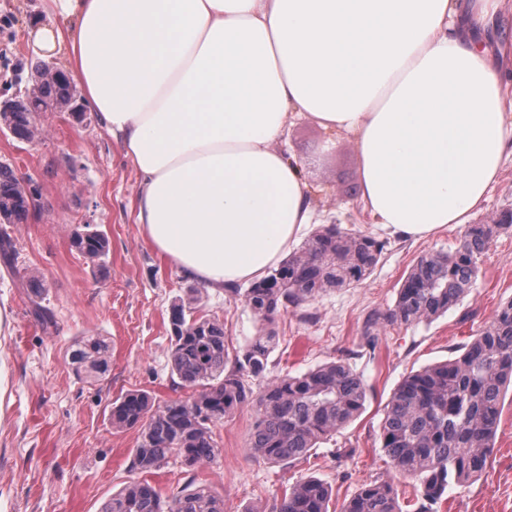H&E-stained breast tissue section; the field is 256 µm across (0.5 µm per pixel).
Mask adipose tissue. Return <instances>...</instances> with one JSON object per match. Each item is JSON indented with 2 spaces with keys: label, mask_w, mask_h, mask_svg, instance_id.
<instances>
[{
  "label": "adipose tissue",
  "mask_w": 512,
  "mask_h": 512,
  "mask_svg": "<svg viewBox=\"0 0 512 512\" xmlns=\"http://www.w3.org/2000/svg\"><path fill=\"white\" fill-rule=\"evenodd\" d=\"M35 40L140 175L145 240L203 287L262 279L312 220L295 117L349 136L374 224H468L512 149L501 0H44Z\"/></svg>",
  "instance_id": "1"
}]
</instances>
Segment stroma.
Here are the masks:
<instances>
[{
    "instance_id": "stroma-1",
    "label": "stroma",
    "mask_w": 512,
    "mask_h": 512,
    "mask_svg": "<svg viewBox=\"0 0 512 512\" xmlns=\"http://www.w3.org/2000/svg\"><path fill=\"white\" fill-rule=\"evenodd\" d=\"M53 24L41 0H0V100L18 90L16 63L40 59L33 29ZM77 108V119L68 112L40 113L31 142L0 128V164L29 184L37 204L27 220L6 227L17 249L16 271L0 266L6 330L0 345L7 354L0 369V512H101L130 479L138 441L137 431L112 427L113 401L132 390L147 391L159 402L190 395L171 375L169 318L174 301L194 282L144 240L135 222L141 192L136 170L123 161L119 143L96 112L82 102ZM280 149L301 163L312 193L316 221L302 231V239L312 237L319 224H337L383 240L386 247L357 287L279 310L273 321L278 345L268 369L274 376L296 375L345 359L372 390L367 408L335 442L290 465L252 457L255 414L244 408L216 424L221 454L213 465L191 474L173 462L150 480L166 496L190 481L204 483L223 496L224 512H266L290 485L309 476L331 487L329 512H340L363 483L389 480L403 512H413L417 482L400 475L381 446L383 407L404 377L450 357L512 297V231L501 234L482 257L476 286L459 306L429 322L385 324L375 356L365 355V315L387 313L419 257L454 249L465 229L451 224L424 238L386 235L356 195L360 170L354 142L329 136L309 119L290 125ZM510 210L511 153L473 221L492 224ZM89 227L110 243L99 266L73 245ZM31 277L44 284L42 303L54 315L53 327L34 318L31 295L17 285ZM201 304L223 323L229 349H242L257 336L259 324L243 294L205 288ZM85 336L110 344L109 371L96 380L78 375L69 362L72 346ZM441 512H512L511 404L504 407L485 472L454 487Z\"/></svg>"
}]
</instances>
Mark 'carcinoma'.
Here are the masks:
<instances>
[{"instance_id":"obj_1","label":"carcinoma","mask_w":512,"mask_h":512,"mask_svg":"<svg viewBox=\"0 0 512 512\" xmlns=\"http://www.w3.org/2000/svg\"><path fill=\"white\" fill-rule=\"evenodd\" d=\"M31 97L25 108L0 114L15 138L28 141L36 129L34 115L70 107L75 87L59 68L41 62L31 67ZM33 192L7 166L0 165V224L26 220ZM512 214L495 224H471L456 248L421 256L398 292L393 309L363 322V349L372 353L384 323L430 322L460 304L480 274V259L503 231ZM74 246L92 264L104 263L106 236L88 230ZM386 242L349 233L328 224L299 251L245 291V300L261 324L244 348L229 352L224 326L200 313L198 291L171 308V369L192 390L186 400L162 404L144 391H130L112 403L116 429L136 428L140 441L129 469L137 474L102 512H224V499L205 485L165 497L145 475L174 459L193 471L217 461L220 448L215 423L235 411L255 412L250 448L273 464L293 463L311 449L331 441L365 409L370 392L349 363L334 359L303 373L269 376L267 365L277 336L272 328L279 308L299 306L331 291L363 282L373 272ZM17 253L9 235L0 233V263L11 266ZM76 371L89 379L109 367V345L86 336L69 353ZM512 386V298L501 303L492 321L460 353L408 375L383 409L382 448L394 468L419 484L415 512H440L450 489L480 476L493 453L504 407ZM331 489L308 477L275 500L270 512H328ZM341 512H401L398 495L387 481L364 484Z\"/></svg>"}]
</instances>
